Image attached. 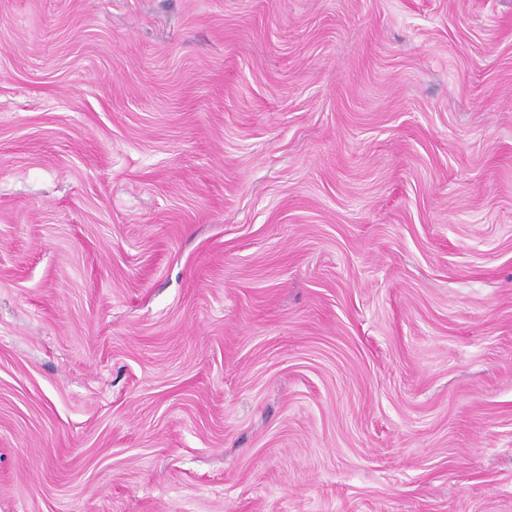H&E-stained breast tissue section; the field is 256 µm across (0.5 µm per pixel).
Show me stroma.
Instances as JSON below:
<instances>
[{"instance_id": "stroma-1", "label": "stroma", "mask_w": 512, "mask_h": 512, "mask_svg": "<svg viewBox=\"0 0 512 512\" xmlns=\"http://www.w3.org/2000/svg\"><path fill=\"white\" fill-rule=\"evenodd\" d=\"M0 512H512V0H0Z\"/></svg>"}]
</instances>
